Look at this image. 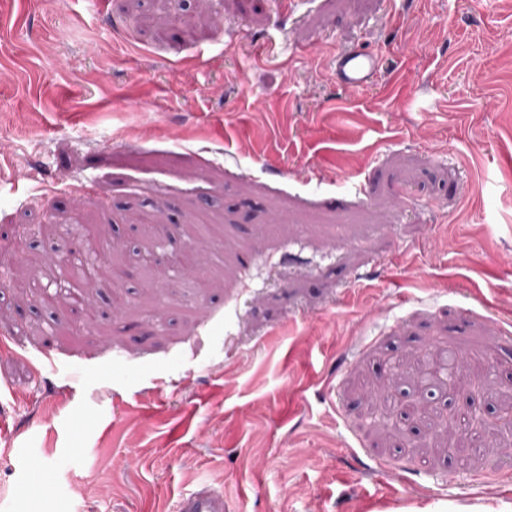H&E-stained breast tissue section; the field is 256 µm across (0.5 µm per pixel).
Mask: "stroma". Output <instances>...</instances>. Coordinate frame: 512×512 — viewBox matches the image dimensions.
Returning <instances> with one entry per match:
<instances>
[{
    "label": "stroma",
    "instance_id": "1",
    "mask_svg": "<svg viewBox=\"0 0 512 512\" xmlns=\"http://www.w3.org/2000/svg\"><path fill=\"white\" fill-rule=\"evenodd\" d=\"M350 45L383 63L359 91ZM157 208L159 269L221 217L210 293L143 278ZM80 224L125 245L92 328L55 264ZM0 270V512L202 482L226 512H512L499 448L425 452L366 397L434 345L512 398V0H0ZM379 67V57L361 48L338 52L332 61L336 82L351 90L363 89L371 84Z\"/></svg>",
    "mask_w": 512,
    "mask_h": 512
}]
</instances>
